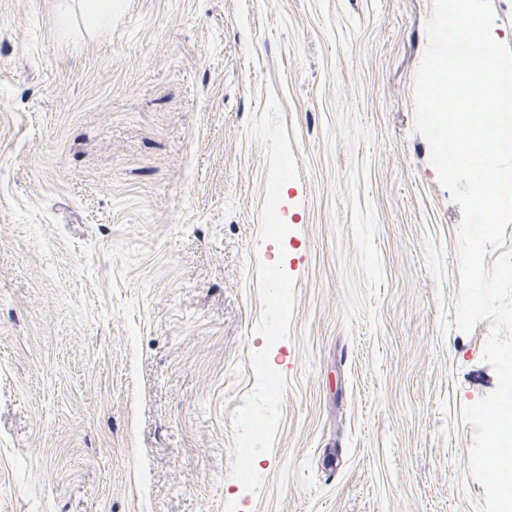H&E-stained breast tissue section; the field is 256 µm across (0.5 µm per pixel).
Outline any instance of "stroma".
<instances>
[{
  "instance_id": "obj_1",
  "label": "stroma",
  "mask_w": 512,
  "mask_h": 512,
  "mask_svg": "<svg viewBox=\"0 0 512 512\" xmlns=\"http://www.w3.org/2000/svg\"><path fill=\"white\" fill-rule=\"evenodd\" d=\"M432 0H0V512H473L460 207L415 128ZM299 176L261 237L268 92ZM294 280L267 345L258 267ZM287 379L249 492L231 415ZM88 20L102 28L112 22V0H85Z\"/></svg>"
}]
</instances>
